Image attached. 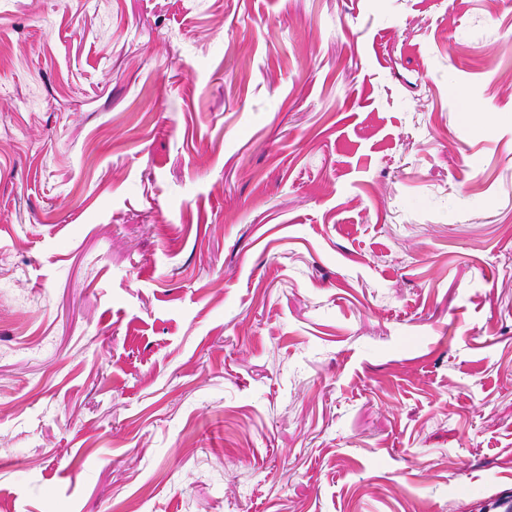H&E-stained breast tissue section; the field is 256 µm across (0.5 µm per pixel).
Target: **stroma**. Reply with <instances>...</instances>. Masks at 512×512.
<instances>
[{
	"label": "stroma",
	"instance_id": "1",
	"mask_svg": "<svg viewBox=\"0 0 512 512\" xmlns=\"http://www.w3.org/2000/svg\"><path fill=\"white\" fill-rule=\"evenodd\" d=\"M512 5L0 0L9 512H493Z\"/></svg>",
	"mask_w": 512,
	"mask_h": 512
}]
</instances>
